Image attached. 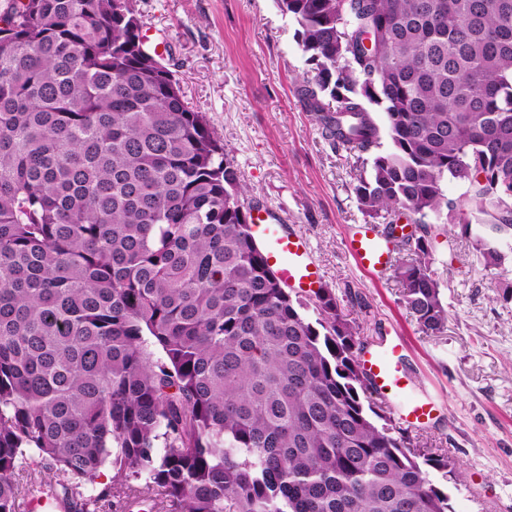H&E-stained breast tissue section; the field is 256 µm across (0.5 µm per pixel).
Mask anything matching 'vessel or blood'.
I'll list each match as a JSON object with an SVG mask.
<instances>
[{"mask_svg": "<svg viewBox=\"0 0 512 512\" xmlns=\"http://www.w3.org/2000/svg\"><path fill=\"white\" fill-rule=\"evenodd\" d=\"M252 230L262 240L277 276L286 287L305 293L322 287L323 276L307 240L290 232L278 212L266 206L256 209ZM346 248L356 265L372 275L383 274L395 254L394 240L371 224L352 225ZM400 348V341L378 340L362 355V367L371 378L375 394L390 402L399 420L418 429L435 419L440 405L435 396L425 392L414 398L409 396V376Z\"/></svg>", "mask_w": 512, "mask_h": 512, "instance_id": "vessel-or-blood-1", "label": "vessel or blood"}]
</instances>
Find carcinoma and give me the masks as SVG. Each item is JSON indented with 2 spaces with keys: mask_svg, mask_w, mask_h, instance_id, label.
<instances>
[{
  "mask_svg": "<svg viewBox=\"0 0 512 512\" xmlns=\"http://www.w3.org/2000/svg\"><path fill=\"white\" fill-rule=\"evenodd\" d=\"M274 2L298 25V94L323 139L353 154L390 139L354 186L366 214L453 211L452 178L512 230V0ZM143 27L132 0L0 3V512L68 501L108 461L117 480L78 512L109 497L454 512L448 456L419 452L373 401L332 290L310 297L312 321L283 287L247 188ZM458 228L502 265L464 212ZM398 243L405 306L441 333L435 238ZM36 460L58 477L47 489L15 482Z\"/></svg>",
  "mask_w": 512,
  "mask_h": 512,
  "instance_id": "cac0c4a2",
  "label": "carcinoma"
}]
</instances>
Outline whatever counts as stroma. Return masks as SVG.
Masks as SVG:
<instances>
[{
    "instance_id": "obj_1",
    "label": "stroma",
    "mask_w": 512,
    "mask_h": 512,
    "mask_svg": "<svg viewBox=\"0 0 512 512\" xmlns=\"http://www.w3.org/2000/svg\"><path fill=\"white\" fill-rule=\"evenodd\" d=\"M190 106L201 112L248 189L247 206L277 210L303 234L324 280L361 336L405 343L415 391L436 394L440 413L409 430L418 449L445 451L456 469L448 491L456 512H512V232L473 215L474 234L505 257L486 270L448 209L428 214L436 237L432 269L448 306L443 333L424 335L392 273L371 276L348 254L349 225L368 223L353 192L369 161L325 142L297 93L308 70L297 25L274 0H133Z\"/></svg>"
}]
</instances>
